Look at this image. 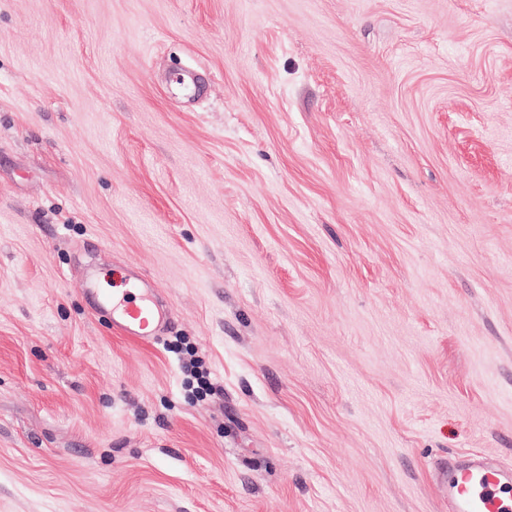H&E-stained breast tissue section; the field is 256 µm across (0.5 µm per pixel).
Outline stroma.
I'll return each instance as SVG.
<instances>
[{
  "instance_id": "stroma-1",
  "label": "stroma",
  "mask_w": 512,
  "mask_h": 512,
  "mask_svg": "<svg viewBox=\"0 0 512 512\" xmlns=\"http://www.w3.org/2000/svg\"><path fill=\"white\" fill-rule=\"evenodd\" d=\"M474 455L512 469V0H0V512H448ZM99 292V291H98ZM99 303L112 310V322L125 334L140 340H153L162 322V313L149 294L139 301H128L114 294L100 293Z\"/></svg>"
}]
</instances>
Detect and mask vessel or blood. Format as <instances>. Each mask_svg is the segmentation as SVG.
Returning a JSON list of instances; mask_svg holds the SVG:
<instances>
[{
    "instance_id": "b4317fda",
    "label": "vessel or blood",
    "mask_w": 512,
    "mask_h": 512,
    "mask_svg": "<svg viewBox=\"0 0 512 512\" xmlns=\"http://www.w3.org/2000/svg\"><path fill=\"white\" fill-rule=\"evenodd\" d=\"M99 303L111 310L113 324L125 334L140 340L155 339L162 313L151 296L130 301L103 294ZM510 486L512 470L491 465L480 456L472 457L465 466L449 469L440 484L448 497L449 512H512V505L501 496Z\"/></svg>"
}]
</instances>
